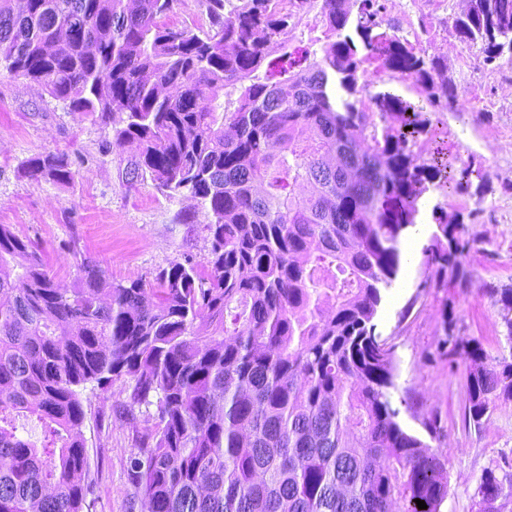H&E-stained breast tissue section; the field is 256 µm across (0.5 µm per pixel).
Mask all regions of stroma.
Here are the masks:
<instances>
[{"instance_id": "1", "label": "stroma", "mask_w": 512, "mask_h": 512, "mask_svg": "<svg viewBox=\"0 0 512 512\" xmlns=\"http://www.w3.org/2000/svg\"><path fill=\"white\" fill-rule=\"evenodd\" d=\"M465 0H388L383 28L428 54L442 57L446 76L465 116L443 113L417 149L422 156L443 151L449 164L480 165L488 183L479 193L447 195L427 191L408 235L415 249L405 257L378 313V330L396 346L397 383L409 394L404 425L421 431L420 420L437 414L441 427L434 447L448 453L449 492L440 512H475L474 492L485 468L512 463V402L499 403L481 427L464 421L467 365H449L436 351L445 336L444 320L454 313L461 335L478 339L489 351L503 347L499 303L486 287L512 288V64H484L477 49L453 28ZM366 111L374 97L391 92L416 102L419 88L380 63L359 77ZM64 152L77 159V175L66 187L28 177V158ZM133 148L116 147L111 126L69 112L65 103L0 71V224L37 240L62 287H72L75 252L93 256L112 279L151 281L156 271L190 254L203 259L209 221L196 201L168 198L152 185L128 186L122 177ZM473 214L470 233L482 242L466 257L475 285L468 292L422 286V249L433 229L431 209ZM127 380L113 381L86 394L82 428L89 461L93 504L90 512H124L129 493L126 462L135 431L154 422L153 413L125 415Z\"/></svg>"}]
</instances>
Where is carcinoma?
<instances>
[{
    "instance_id": "cac0c4a2",
    "label": "carcinoma",
    "mask_w": 512,
    "mask_h": 512,
    "mask_svg": "<svg viewBox=\"0 0 512 512\" xmlns=\"http://www.w3.org/2000/svg\"><path fill=\"white\" fill-rule=\"evenodd\" d=\"M26 2L0 0V66L81 117L125 114V182L190 196L212 220L201 261L123 284L80 254L70 288L0 224V512H85L83 392L122 378L124 409L157 419L134 436L126 512H439L448 458L401 424L376 318L430 186L487 180L415 150L440 113L462 112L444 61L380 31L386 0H204L206 28L162 21L180 0ZM313 7L318 50V37L293 45ZM454 29L484 64L512 62V0H477ZM373 61L418 83L421 103L379 93L364 111ZM73 165L48 152L25 170L66 186ZM431 218L424 283L469 287L479 240L438 204ZM498 302L512 350V288ZM440 345L469 364L464 420L478 428L512 401V354L451 330ZM474 498L502 512L512 473L485 469Z\"/></svg>"
}]
</instances>
